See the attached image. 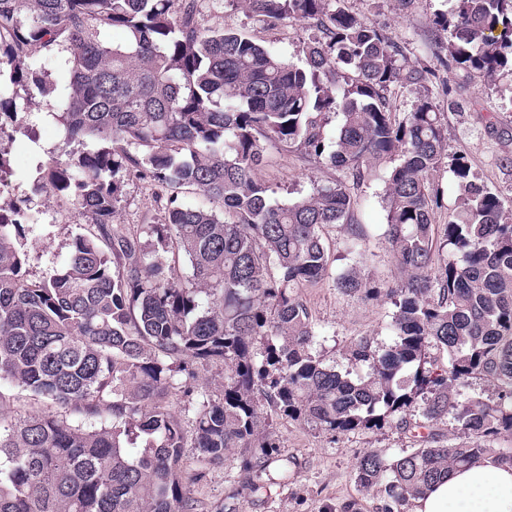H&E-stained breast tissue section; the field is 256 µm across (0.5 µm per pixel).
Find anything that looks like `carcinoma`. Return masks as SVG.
Returning a JSON list of instances; mask_svg holds the SVG:
<instances>
[{
    "label": "carcinoma",
    "instance_id": "cac0c4a2",
    "mask_svg": "<svg viewBox=\"0 0 512 512\" xmlns=\"http://www.w3.org/2000/svg\"><path fill=\"white\" fill-rule=\"evenodd\" d=\"M207 1L223 2L0 0V174L10 171L4 142L36 95H56L65 142L93 145L34 179L69 193L91 219L63 269L28 278L33 225L2 222L0 203V384L56 407L0 416V512H194L190 486L226 450L266 469L275 442L260 431L264 406L345 433L421 405L423 421L405 422L427 430L420 447L356 462V482L384 493L385 512H403L452 467L488 456L511 464L512 451L493 442L512 435V211L454 156L457 208L438 241L429 175L447 158L440 113L423 97L396 119L390 85L422 74L403 73L391 37L341 0H244L266 24L315 21L303 66L243 31L205 27ZM456 2L434 19L447 65L512 66V0ZM41 50L60 58L53 81L29 63ZM336 112L343 124L333 137L326 125ZM269 145L356 183L373 162L397 159L383 237L405 280L332 275L325 227L341 225L352 252L366 247L350 187L315 182L292 203L272 200L257 178ZM126 175L198 190L224 214L171 196L162 224H114ZM143 232L172 257L148 249ZM447 247L460 263L432 266ZM329 277L344 294L394 306L392 344L379 352L360 339L343 373L325 363L297 293ZM431 348L447 364L431 361ZM196 360L224 364V394L196 400L189 473L170 400L194 395ZM473 378L496 398L464 395ZM447 416L466 440L440 444L433 426Z\"/></svg>",
    "mask_w": 512,
    "mask_h": 512
}]
</instances>
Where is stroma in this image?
<instances>
[{"label": "stroma", "instance_id": "stroma-1", "mask_svg": "<svg viewBox=\"0 0 512 512\" xmlns=\"http://www.w3.org/2000/svg\"><path fill=\"white\" fill-rule=\"evenodd\" d=\"M348 12L383 28L400 46L408 68L426 71L419 84L391 85L388 96L398 119L412 112L420 96H428L440 112L448 154L468 160L479 182L498 195L505 209L512 210V70L501 69L487 77L456 67H444L448 50L433 25L436 15L450 12L454 0H344ZM204 23L212 28L245 30L259 43L275 48L294 64H301L303 47L313 35L306 21H290L273 27L257 22L240 0L207 10ZM34 132L18 133L9 147L11 170L0 199L26 205L29 223L39 238L30 249L27 264L30 279H42L62 268L70 255V242L85 232L89 223L71 198L50 190L35 191L33 175L51 159L64 157L67 147L62 128L50 116L43 97L34 101ZM390 160L373 165L368 176L352 190L357 204L354 223L369 235L365 254H346L344 231L332 225L323 240L333 270L362 269L373 278L395 283L403 274L392 257L382 233L385 212L381 196ZM258 176L271 185L280 202L294 201L309 193L313 182L345 179V171L306 161L300 154L269 148ZM124 201L114 217L118 224H159L165 200L135 176L125 179ZM321 333L320 349L326 363L346 370V351L361 338L373 349H387L392 338L386 325L393 313L385 300L369 301L361 295L340 293L331 280L298 290ZM277 446L265 471L246 474L238 449L225 452L224 460L209 465L203 478L193 484L197 512H341L348 501L360 512H380L382 495L363 491L355 482V463L364 452L379 449L394 455L414 447L411 432L391 417L381 428L347 433L326 431L315 424L293 420L279 411L268 414Z\"/></svg>", "mask_w": 512, "mask_h": 512}]
</instances>
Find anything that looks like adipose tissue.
<instances>
[{
	"mask_svg": "<svg viewBox=\"0 0 512 512\" xmlns=\"http://www.w3.org/2000/svg\"><path fill=\"white\" fill-rule=\"evenodd\" d=\"M410 512H512V465L486 457L449 469L412 498Z\"/></svg>",
	"mask_w": 512,
	"mask_h": 512,
	"instance_id": "ef3b65f1",
	"label": "adipose tissue"
}]
</instances>
